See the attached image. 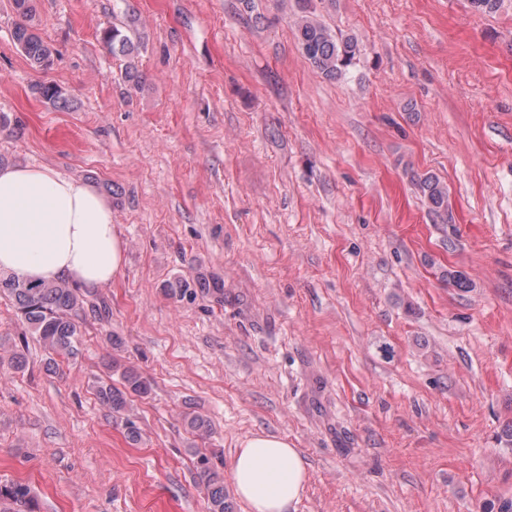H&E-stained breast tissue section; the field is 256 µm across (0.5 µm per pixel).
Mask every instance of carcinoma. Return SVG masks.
<instances>
[{
	"instance_id": "cac0c4a2",
	"label": "carcinoma",
	"mask_w": 512,
	"mask_h": 512,
	"mask_svg": "<svg viewBox=\"0 0 512 512\" xmlns=\"http://www.w3.org/2000/svg\"><path fill=\"white\" fill-rule=\"evenodd\" d=\"M312 0H295L293 25L302 53L323 77L336 80L343 77L361 56L357 39L337 33L326 26L315 14ZM16 11L24 18L13 32L15 46L30 64L40 70L52 64L53 50L36 32L35 10L31 0H14ZM134 21L125 26L107 27L101 32V41L112 52L128 58L122 73L125 82L139 86L143 76L134 62L138 44L128 35ZM33 91L44 101L57 108L69 106V98L56 83L42 82ZM411 181L419 191L429 213L444 223L452 220L448 206V185L433 174H411ZM0 294L13 301L26 324V333L36 337L52 354L74 358L78 354L81 336L79 311L84 308V297L66 282L41 283L22 281L13 276L0 275ZM9 359L11 367L22 370L26 366L24 354L17 346L0 341V358ZM122 387L102 384L97 392L101 402L112 411V417L125 423L127 436L132 441L141 439V433L130 419L129 395L146 397L150 385L134 369L125 368L121 373ZM185 424L199 437L211 433L207 420L195 414L184 417ZM198 477L204 487L209 512H234L233 503L224 488V473L207 456L200 459ZM27 497L22 484L0 485V505L8 502L10 508L0 512H19Z\"/></svg>"
}]
</instances>
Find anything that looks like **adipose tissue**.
Wrapping results in <instances>:
<instances>
[{"label": "adipose tissue", "instance_id": "1", "mask_svg": "<svg viewBox=\"0 0 512 512\" xmlns=\"http://www.w3.org/2000/svg\"><path fill=\"white\" fill-rule=\"evenodd\" d=\"M125 255L111 203L86 182L45 166L0 168V271L98 288L119 276ZM230 472L249 512H289L307 481L300 451L266 432L240 441Z\"/></svg>", "mask_w": 512, "mask_h": 512}]
</instances>
